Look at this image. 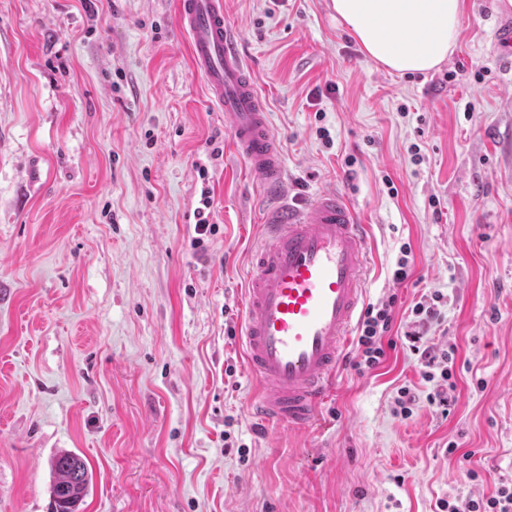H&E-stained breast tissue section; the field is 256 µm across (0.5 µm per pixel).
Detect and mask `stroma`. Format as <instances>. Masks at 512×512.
Listing matches in <instances>:
<instances>
[{
  "label": "stroma",
  "instance_id": "stroma-1",
  "mask_svg": "<svg viewBox=\"0 0 512 512\" xmlns=\"http://www.w3.org/2000/svg\"><path fill=\"white\" fill-rule=\"evenodd\" d=\"M83 2L0 0V512H52L62 451L93 474L81 512H440L512 485V8L463 0L453 53L400 76L331 0H226L286 201L345 195L366 302L394 303L396 347L360 374L349 346L321 425L291 431L249 413L235 331L264 206L175 0ZM436 292L442 384L405 337Z\"/></svg>",
  "mask_w": 512,
  "mask_h": 512
}]
</instances>
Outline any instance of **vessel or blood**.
<instances>
[{
	"instance_id": "1",
	"label": "vessel or blood",
	"mask_w": 512,
	"mask_h": 512,
	"mask_svg": "<svg viewBox=\"0 0 512 512\" xmlns=\"http://www.w3.org/2000/svg\"><path fill=\"white\" fill-rule=\"evenodd\" d=\"M191 64L223 112L235 152L271 205L263 240L249 255L240 327L243 358L257 388L254 418L292 430L315 426L336 386L366 298L367 231L336 190L283 202L286 169L265 104L224 22V0H177Z\"/></svg>"
}]
</instances>
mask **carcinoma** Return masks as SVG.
<instances>
[{"label":"carcinoma","instance_id":"cac0c4a2","mask_svg":"<svg viewBox=\"0 0 512 512\" xmlns=\"http://www.w3.org/2000/svg\"><path fill=\"white\" fill-rule=\"evenodd\" d=\"M54 512H80L92 482V472L75 452L62 451L50 463Z\"/></svg>","mask_w":512,"mask_h":512}]
</instances>
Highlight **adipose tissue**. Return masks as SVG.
I'll return each mask as SVG.
<instances>
[{"label":"adipose tissue","instance_id":"ef3b65f1","mask_svg":"<svg viewBox=\"0 0 512 512\" xmlns=\"http://www.w3.org/2000/svg\"><path fill=\"white\" fill-rule=\"evenodd\" d=\"M364 55L389 72L425 73L453 52L463 0H332Z\"/></svg>","mask_w":512,"mask_h":512}]
</instances>
